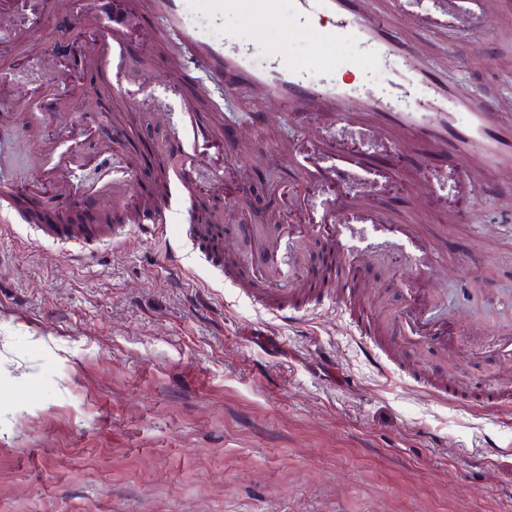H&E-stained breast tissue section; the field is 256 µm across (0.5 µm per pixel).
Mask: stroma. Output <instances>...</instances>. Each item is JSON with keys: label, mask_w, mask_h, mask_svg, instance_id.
Segmentation results:
<instances>
[{"label": "stroma", "mask_w": 512, "mask_h": 512, "mask_svg": "<svg viewBox=\"0 0 512 512\" xmlns=\"http://www.w3.org/2000/svg\"><path fill=\"white\" fill-rule=\"evenodd\" d=\"M0 22V183L23 194L0 223V512H512V357L493 325H512V177L453 192L455 170L422 141L403 154L371 118L332 122L225 89L191 56L154 39L141 0L117 66L82 64L109 33L96 0H20ZM393 19L437 79L512 121V0H364ZM265 21L224 12L219 36L263 69L282 53L311 81L386 86L387 66L354 39L294 31L291 0ZM192 110L206 140L170 153ZM63 152L71 187L102 184L124 160L125 196L70 208L95 225L126 223V204L165 175L194 167L197 191L161 235L92 252L44 235L26 214L56 206L48 153ZM356 157L342 185L313 181L314 164ZM390 170L387 181L374 171ZM226 249L247 255L242 224L283 239L286 268L314 274L328 251L309 218L344 203L341 259L355 267V304L375 331L363 346L342 301L286 324L257 308L241 273L187 245L186 213L224 199ZM412 224L427 246L353 220L365 208ZM184 241L178 265L168 246ZM447 321L444 336H400L404 318ZM457 397L446 400L448 389Z\"/></svg>", "instance_id": "stroma-1"}]
</instances>
